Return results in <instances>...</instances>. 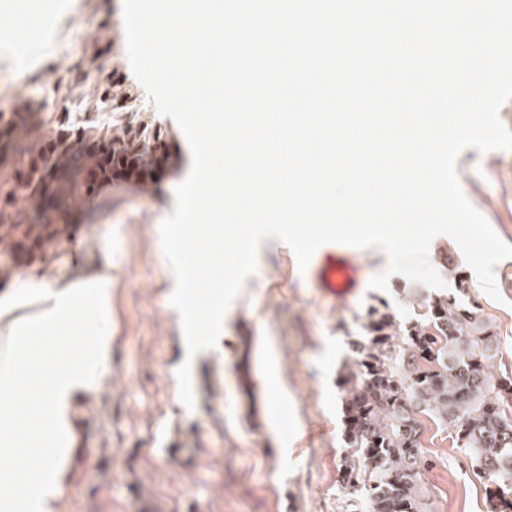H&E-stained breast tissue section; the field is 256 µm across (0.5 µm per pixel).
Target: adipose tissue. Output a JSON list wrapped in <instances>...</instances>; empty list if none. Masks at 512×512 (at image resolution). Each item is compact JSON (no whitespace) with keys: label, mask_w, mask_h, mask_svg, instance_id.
<instances>
[{"label":"adipose tissue","mask_w":512,"mask_h":512,"mask_svg":"<svg viewBox=\"0 0 512 512\" xmlns=\"http://www.w3.org/2000/svg\"><path fill=\"white\" fill-rule=\"evenodd\" d=\"M0 291V512H61L83 442L77 405L112 374V241Z\"/></svg>","instance_id":"obj_1"}]
</instances>
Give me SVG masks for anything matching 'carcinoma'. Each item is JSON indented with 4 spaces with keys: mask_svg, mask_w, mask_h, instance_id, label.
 <instances>
[{
    "mask_svg": "<svg viewBox=\"0 0 512 512\" xmlns=\"http://www.w3.org/2000/svg\"><path fill=\"white\" fill-rule=\"evenodd\" d=\"M134 98L112 104L113 163L151 166L164 149L161 127L133 111ZM74 148L49 159L73 167ZM8 229L23 225L13 253L38 240L44 225L38 198ZM414 316L402 333L386 309L370 306L339 374L344 417L341 471L350 512H436L424 479V419L451 425L452 444L484 482L489 512H512V364L502 361L499 339L481 315L445 295L412 292Z\"/></svg>",
    "mask_w": 512,
    "mask_h": 512,
    "instance_id": "obj_1",
    "label": "carcinoma"
}]
</instances>
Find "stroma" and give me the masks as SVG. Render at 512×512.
I'll use <instances>...</instances> for the list:
<instances>
[{
    "label": "stroma",
    "instance_id": "35a3bbf8",
    "mask_svg": "<svg viewBox=\"0 0 512 512\" xmlns=\"http://www.w3.org/2000/svg\"><path fill=\"white\" fill-rule=\"evenodd\" d=\"M34 15L42 20L40 36L21 40L19 29ZM106 88L118 100L135 97L139 110L151 113L166 133L168 157L147 185L116 180L83 190L56 218L71 233L44 249L83 261L100 235H112V375L82 404L79 488L66 495V512H345L338 378L349 354L346 334L381 300L405 325L413 315L412 281L395 275L388 291L370 289L387 259L353 246L361 286L356 296L335 301L321 294L313 271H299L287 245L265 239L217 347L192 363L194 406L186 408L175 376L186 350L159 228L190 170L189 145L171 118L153 112L131 72L122 0H0V113L29 100L40 107L44 129L65 112L108 136ZM457 172L470 203L512 245V150L465 149ZM429 258L447 295L493 325L512 361V258L494 269L498 301L483 292L450 237H436ZM272 381L284 426L268 411ZM451 434L430 421L423 435L436 508L487 512L484 487Z\"/></svg>",
    "mask_w": 512,
    "mask_h": 512
}]
</instances>
